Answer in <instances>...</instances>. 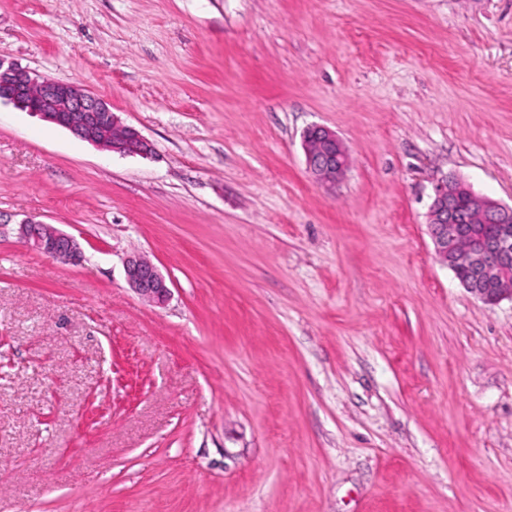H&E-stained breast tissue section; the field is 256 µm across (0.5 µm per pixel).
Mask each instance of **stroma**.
<instances>
[{
    "label": "stroma",
    "mask_w": 512,
    "mask_h": 512,
    "mask_svg": "<svg viewBox=\"0 0 512 512\" xmlns=\"http://www.w3.org/2000/svg\"><path fill=\"white\" fill-rule=\"evenodd\" d=\"M0 60L153 147L0 103V512H512V301L427 225L445 177L512 206V0H0ZM309 173L320 184H334L346 172L349 157L343 141L331 129L315 125L303 136ZM22 242L35 252L68 263H78L83 254L78 241L50 224L34 219L19 224ZM126 282L136 294L156 305H164L170 288L158 268L139 256L128 257L124 264Z\"/></svg>",
    "instance_id": "stroma-1"
}]
</instances>
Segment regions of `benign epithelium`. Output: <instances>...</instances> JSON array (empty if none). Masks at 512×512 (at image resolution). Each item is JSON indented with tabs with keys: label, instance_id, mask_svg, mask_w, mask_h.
Returning a JSON list of instances; mask_svg holds the SVG:
<instances>
[{
	"label": "benign epithelium",
	"instance_id": "benign-epithelium-1",
	"mask_svg": "<svg viewBox=\"0 0 512 512\" xmlns=\"http://www.w3.org/2000/svg\"><path fill=\"white\" fill-rule=\"evenodd\" d=\"M13 103L44 121L60 126L79 139L121 156L147 157L151 143L134 127L125 124L103 99L63 81L47 79L36 72L0 61V102ZM309 173L320 184H334L346 172L349 157L343 141L331 129L315 125L303 136ZM467 196L471 212L485 224H499L494 238L463 234L453 224V210ZM428 229L438 260L453 272L469 277L460 284L486 304L512 299V206H504L472 191L456 179H443L433 188ZM22 242L35 252L68 263H78L83 254L78 241L50 224L28 219L19 224ZM126 282L136 294L163 305L170 288L149 260L131 256L124 264Z\"/></svg>",
	"mask_w": 512,
	"mask_h": 512
}]
</instances>
